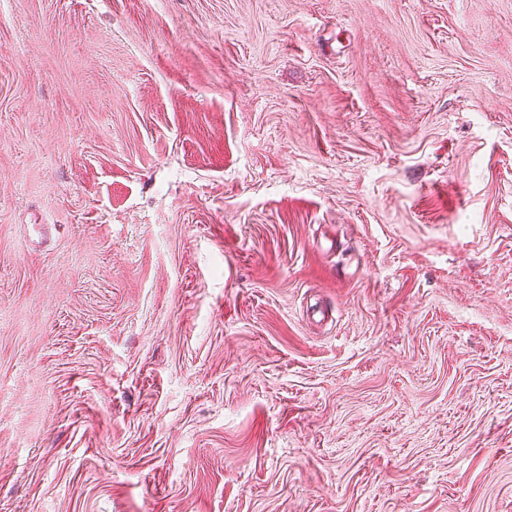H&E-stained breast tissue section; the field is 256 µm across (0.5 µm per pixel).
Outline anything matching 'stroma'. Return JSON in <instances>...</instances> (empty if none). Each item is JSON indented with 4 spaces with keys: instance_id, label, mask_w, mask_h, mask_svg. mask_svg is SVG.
<instances>
[{
    "instance_id": "35a3bbf8",
    "label": "stroma",
    "mask_w": 512,
    "mask_h": 512,
    "mask_svg": "<svg viewBox=\"0 0 512 512\" xmlns=\"http://www.w3.org/2000/svg\"><path fill=\"white\" fill-rule=\"evenodd\" d=\"M0 512H512V0H0Z\"/></svg>"
}]
</instances>
